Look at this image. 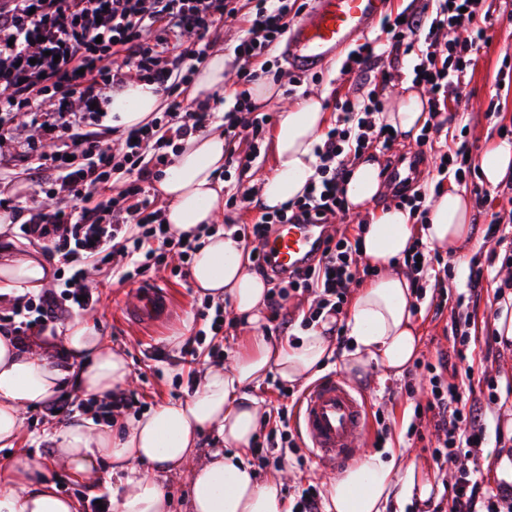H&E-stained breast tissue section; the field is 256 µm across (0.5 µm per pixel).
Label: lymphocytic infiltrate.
Returning <instances> with one entry per match:
<instances>
[{"mask_svg":"<svg viewBox=\"0 0 512 512\" xmlns=\"http://www.w3.org/2000/svg\"><path fill=\"white\" fill-rule=\"evenodd\" d=\"M415 2L402 19H387V54H375L365 42L344 60L342 72L355 78L356 88L335 103L336 123L320 138L307 193L270 211L253 188L240 185L225 202L226 208L255 215L252 223L237 227L234 234L252 245L250 260L269 286L267 307L279 335L328 318L330 334L337 344H344V325L336 317L351 286L377 274L361 256L357 238L340 229L329 235L320 257L305 268L285 273L261 261L276 225L326 224L347 214L344 186L352 158L369 149L382 155L393 149L396 137L381 117L385 105L372 86L373 77L385 79L408 69L413 85L427 91L429 117L434 120L448 111L450 103L460 101L468 72L475 69L480 50L491 40L493 17L483 9L484 0ZM303 10L297 0H253L248 27L234 48L235 90L232 97H217L223 111L216 114L206 104L182 98L180 89L205 59L210 33L226 19L237 17L238 0H0V87L5 90L0 96V144L15 140L18 112H33L39 114V128L53 143L49 152L35 154L27 148L20 152L36 185L81 187L91 195L103 189L113 174L130 178L126 189L106 202L55 210L35 206L19 224L21 238L41 242L46 252L61 255L71 273L37 297H19L8 330L18 343H25L30 335H43L50 325L88 308L86 262L107 264L124 258L127 264L120 271L124 281L167 259L185 264L190 243L164 228L154 208L151 184L172 163L165 148L217 122L225 143L248 145L247 151L226 153L225 169H252L273 116L257 111L250 88L271 75L273 51ZM460 29L466 30V37H457ZM188 37L194 40L192 48L179 51V43ZM119 55L135 61L136 78L155 85L170 104L163 120L130 130L114 150L101 146L91 126L104 117L100 103L127 83L122 63L115 61ZM76 156L81 159L77 165L72 162ZM403 264L419 291L428 282L442 287L451 276L447 262L419 239ZM296 296L306 300L307 310H288V301ZM470 340L469 330L461 329L454 338L453 354H441L436 363L426 364L430 395L426 404L415 405L414 416L419 419L429 412L437 416L440 436L434 457L438 465L456 469L447 512H512V486L486 489L472 467L486 439V405L474 393L471 369H458L451 361L452 356H464ZM131 402L123 394L94 400L89 406L59 399L48 403L45 412L69 420L90 409L108 423ZM262 432L254 447L261 462L280 465L296 453L287 406L265 415Z\"/></svg>","mask_w":512,"mask_h":512,"instance_id":"1","label":"lymphocytic infiltrate"}]
</instances>
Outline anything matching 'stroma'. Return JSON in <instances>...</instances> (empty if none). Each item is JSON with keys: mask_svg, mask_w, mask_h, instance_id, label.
<instances>
[{"mask_svg": "<svg viewBox=\"0 0 512 512\" xmlns=\"http://www.w3.org/2000/svg\"><path fill=\"white\" fill-rule=\"evenodd\" d=\"M491 31L492 42L483 50L473 71L466 77L462 99L432 138L444 145L451 138L468 142L470 156L463 169L467 182H479L477 161L490 145L501 140L512 142V15L495 12ZM367 159L403 163L412 167L405 192L408 195L431 194L435 184L430 177L433 160L430 152L419 151L415 141L398 138L391 157L376 156L367 151ZM34 187L29 180L25 162L17 158L0 163V198L9 197L17 205L32 206ZM470 203V222L475 229L474 241L463 251L448 256L452 275L443 290L440 307H433L429 299H421L416 312L419 332V351L416 364L410 365L400 376H387L375 369L356 375L346 367L342 357H334L319 369V376L335 374L349 380L369 402L370 411L380 418L370 421L363 450L376 452L377 431L387 426L386 447L401 454L403 465L414 466L431 491L416 504L413 512H436L440 502L449 497L454 481L453 466L437 467L433 451L438 433L428 419L414 421L415 403L425 402L429 384L424 378L423 363L435 362L439 352L453 346V321L459 312V299L467 288L471 267L488 260L502 262L505 249L488 232V214L512 205V191L503 186L488 188L486 202H479L471 190L463 192ZM14 226L0 231V260L29 254L44 260L53 277L68 271L67 265L56 256L45 254L40 245L15 235ZM145 281L159 282L174 294V312L163 323L140 329L129 323L122 304L128 297V283L119 281L111 265H102L89 272L93 303L85 311L86 319L94 321L104 339L113 349L125 354L130 378L128 391L134 392L136 404L128 412L138 415L161 404L186 399L198 378L218 361L232 363L238 352L248 347L254 331L242 323L225 328L218 335H207L196 346L195 356L185 355L182 344L203 327L209 303L201 296L191 280L174 275L171 264L152 267ZM495 284H485L480 300L475 305L478 319L476 339L466 352V362L475 375L497 379L498 401L488 407L489 434L478 451L477 478L483 484L496 481L512 482V391L506 379L512 377V349L506 348L498 332L500 321L512 320V313L504 311L503 302L495 296ZM416 424V434H408L409 424ZM57 419L46 416L42 407L27 408L19 439L14 448H0V480L4 479L16 459H26L36 473L55 482L61 494L80 502L81 512H90L89 502L101 494L119 498L121 488L116 478L110 477L107 462H100L93 474L84 475L62 470L54 464V448L46 436L61 428Z\"/></svg>", "mask_w": 512, "mask_h": 512, "instance_id": "obj_1", "label": "stroma"}]
</instances>
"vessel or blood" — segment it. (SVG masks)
<instances>
[{
  "instance_id": "b4317fda",
  "label": "vessel or blood",
  "mask_w": 512,
  "mask_h": 512,
  "mask_svg": "<svg viewBox=\"0 0 512 512\" xmlns=\"http://www.w3.org/2000/svg\"><path fill=\"white\" fill-rule=\"evenodd\" d=\"M313 7L289 27L285 56L290 68L308 74L327 65L336 54L364 34L384 13L386 0H313ZM326 237L322 224H282L263 250L276 267L289 270L321 253ZM125 303L131 323L151 326L167 319L173 307L170 289L139 284ZM297 421L311 457L333 471L356 453L367 433V402L346 379L329 375L312 383L297 405Z\"/></svg>"
}]
</instances>
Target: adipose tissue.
Returning <instances> with one entry per match:
<instances>
[{
	"label": "adipose tissue",
	"instance_id": "1",
	"mask_svg": "<svg viewBox=\"0 0 512 512\" xmlns=\"http://www.w3.org/2000/svg\"><path fill=\"white\" fill-rule=\"evenodd\" d=\"M161 103L152 85L131 80L104 110L109 125L125 131L148 122ZM383 119L397 131L415 136L428 114L422 96L411 90L398 97ZM326 122L327 114L315 97L284 111L274 142L275 168L260 184V198L267 209L303 195L315 172L314 147ZM224 152L222 133L189 138L165 169L158 188L167 203L164 218L171 229L187 239L202 240L192 261L195 288L229 301L237 317L255 325L262 318L268 287L249 272L244 243L228 233H203L205 225L216 221L222 189L217 175L224 167ZM380 188L378 165L357 160L346 197L350 209L368 219L360 232V252L382 273L354 295L347 321V357L350 367L373 364L399 375L414 361L419 346L410 280L391 269L390 262L404 256L417 236L441 250L468 240L470 205L456 190L441 192L431 204L428 224L420 226L403 207L372 211ZM49 277V266L38 259L1 261L0 296L40 291ZM59 333L56 342L32 338L25 351L13 337L0 335L1 448L13 447L17 440L23 408L46 404L66 391L101 398L126 386L127 360L106 344L95 324L78 319L62 326ZM332 355L321 326L275 347L264 337H253L250 351L236 356L231 368L208 369L188 399L156 407L133 421L121 436L90 420L55 431V460L83 474L92 473L98 460H109L112 473L120 475L123 483L118 512H167L163 488L138 469L141 461L161 471L189 467L190 512H289L280 477L260 476L250 462L260 403L246 390L271 374L298 383ZM212 427L223 436L226 450L194 463L199 435ZM12 480V486L0 489V512H78L75 500L37 476L25 460L15 462ZM429 489V484H418L414 467L396 466L374 453L328 484L324 507L325 512H388L391 501H407L416 492L425 496Z\"/></svg>",
	"mask_w": 512,
	"mask_h": 512
}]
</instances>
